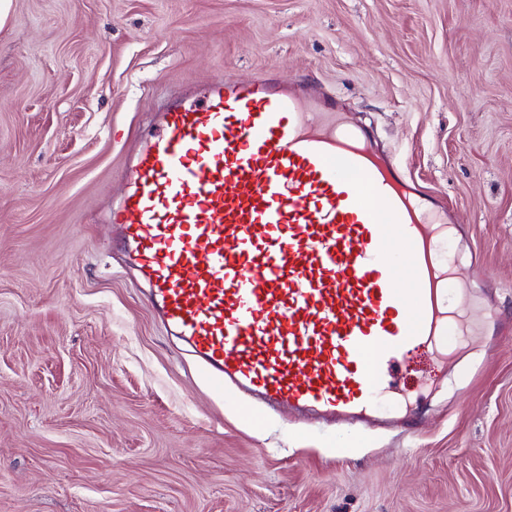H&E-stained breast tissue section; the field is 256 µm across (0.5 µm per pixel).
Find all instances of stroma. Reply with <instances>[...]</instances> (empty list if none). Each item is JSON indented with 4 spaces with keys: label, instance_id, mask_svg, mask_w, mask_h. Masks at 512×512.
<instances>
[{
    "label": "stroma",
    "instance_id": "1",
    "mask_svg": "<svg viewBox=\"0 0 512 512\" xmlns=\"http://www.w3.org/2000/svg\"><path fill=\"white\" fill-rule=\"evenodd\" d=\"M260 70L336 96L465 227L512 317V0H11L0 26V512H512V334L435 372L425 431L209 391L107 214L169 96Z\"/></svg>",
    "mask_w": 512,
    "mask_h": 512
}]
</instances>
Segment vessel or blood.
Returning a JSON list of instances; mask_svg holds the SVG:
<instances>
[{"label": "vessel or blood", "instance_id": "vessel-or-blood-1", "mask_svg": "<svg viewBox=\"0 0 512 512\" xmlns=\"http://www.w3.org/2000/svg\"><path fill=\"white\" fill-rule=\"evenodd\" d=\"M117 245L216 397L359 428L417 413L391 373L507 327L454 291L460 232L334 96L267 73L174 102L113 205Z\"/></svg>", "mask_w": 512, "mask_h": 512}]
</instances>
